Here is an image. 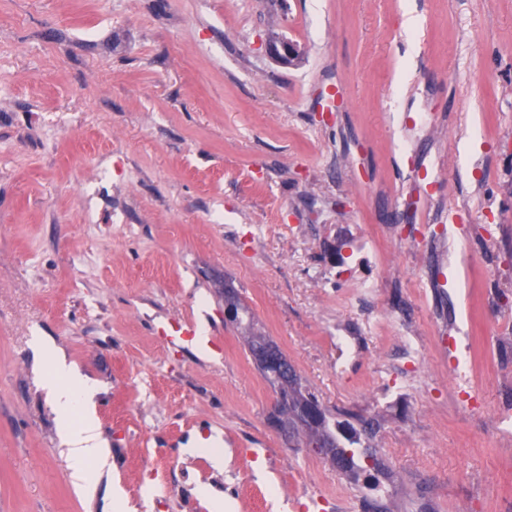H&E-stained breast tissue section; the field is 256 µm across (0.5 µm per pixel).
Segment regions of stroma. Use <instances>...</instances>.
<instances>
[{
	"label": "stroma",
	"mask_w": 512,
	"mask_h": 512,
	"mask_svg": "<svg viewBox=\"0 0 512 512\" xmlns=\"http://www.w3.org/2000/svg\"><path fill=\"white\" fill-rule=\"evenodd\" d=\"M385 224L447 233L420 257ZM228 285L350 431L377 420L354 473L269 425ZM42 339L97 387L91 499ZM506 402L512 0H0V512H111L116 481L138 512H362L378 475L386 512H512Z\"/></svg>",
	"instance_id": "obj_1"
}]
</instances>
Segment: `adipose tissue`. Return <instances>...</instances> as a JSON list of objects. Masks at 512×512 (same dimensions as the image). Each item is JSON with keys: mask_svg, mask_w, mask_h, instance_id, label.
I'll list each match as a JSON object with an SVG mask.
<instances>
[{"mask_svg": "<svg viewBox=\"0 0 512 512\" xmlns=\"http://www.w3.org/2000/svg\"><path fill=\"white\" fill-rule=\"evenodd\" d=\"M42 349L52 361V375L45 381L44 389L71 462V476L75 486L89 497L96 490L97 480L87 472L86 464L92 460L98 469H105L110 455L92 402L93 383L67 363L52 345L43 344Z\"/></svg>", "mask_w": 512, "mask_h": 512, "instance_id": "adipose-tissue-1", "label": "adipose tissue"}]
</instances>
